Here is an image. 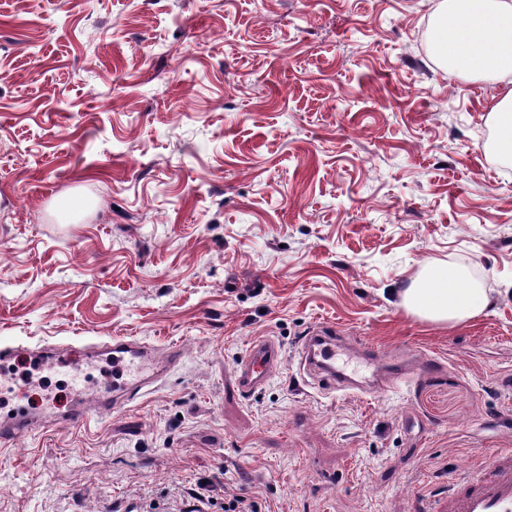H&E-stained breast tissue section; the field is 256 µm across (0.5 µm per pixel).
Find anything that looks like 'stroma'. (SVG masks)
Returning <instances> with one entry per match:
<instances>
[{
    "label": "stroma",
    "mask_w": 512,
    "mask_h": 512,
    "mask_svg": "<svg viewBox=\"0 0 512 512\" xmlns=\"http://www.w3.org/2000/svg\"><path fill=\"white\" fill-rule=\"evenodd\" d=\"M438 2L0 0V346L70 351L8 402L111 386L91 344L184 351L147 397L0 446V512H190L201 481L209 512H417L512 448V166L486 149L498 87L432 54ZM430 263L480 279L483 315L406 313ZM325 323L407 380L298 384ZM260 337L283 362L245 397Z\"/></svg>",
    "instance_id": "35a3bbf8"
}]
</instances>
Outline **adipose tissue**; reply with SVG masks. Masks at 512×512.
Listing matches in <instances>:
<instances>
[{
  "label": "adipose tissue",
  "instance_id": "adipose-tissue-1",
  "mask_svg": "<svg viewBox=\"0 0 512 512\" xmlns=\"http://www.w3.org/2000/svg\"><path fill=\"white\" fill-rule=\"evenodd\" d=\"M432 48L449 73L499 85L489 108L498 131L491 149L511 164L512 0H439ZM489 304L481 282L454 264H428L402 293L408 313L435 323L479 317Z\"/></svg>",
  "mask_w": 512,
  "mask_h": 512
}]
</instances>
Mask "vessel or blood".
I'll return each mask as SVG.
<instances>
[{"label": "vessel or blood", "instance_id": "obj_1", "mask_svg": "<svg viewBox=\"0 0 512 512\" xmlns=\"http://www.w3.org/2000/svg\"><path fill=\"white\" fill-rule=\"evenodd\" d=\"M337 339L333 326H316L303 337L298 353L300 375L326 391L348 387L349 377L336 358ZM112 351L135 363L132 378L113 391L79 401L63 416V424H88L100 411L142 397L183 356L179 347L156 349L135 339L113 341ZM281 363L278 343L267 338L253 340L238 367L240 391L250 396L263 389ZM35 429L28 408L14 407L10 415L0 419V444L7 446L30 437ZM421 512H512V451H500L490 462L464 469L461 477L449 483L444 503L423 498Z\"/></svg>", "mask_w": 512, "mask_h": 512}]
</instances>
